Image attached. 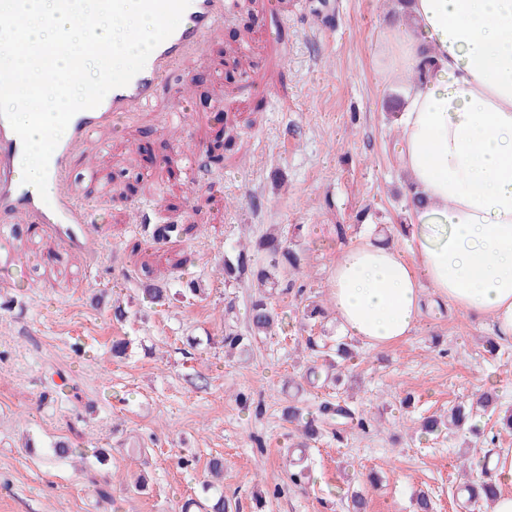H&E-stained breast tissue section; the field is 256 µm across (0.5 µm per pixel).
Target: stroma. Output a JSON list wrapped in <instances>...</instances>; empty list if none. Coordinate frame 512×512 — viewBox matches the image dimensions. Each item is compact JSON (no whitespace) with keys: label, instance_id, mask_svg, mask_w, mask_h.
Segmentation results:
<instances>
[{"label":"stroma","instance_id":"1","mask_svg":"<svg viewBox=\"0 0 512 512\" xmlns=\"http://www.w3.org/2000/svg\"><path fill=\"white\" fill-rule=\"evenodd\" d=\"M396 17L392 0H280L273 14L266 0H239L222 39L162 91L170 99L193 82L183 124L165 125L156 112L118 123L102 184L80 183L104 236L99 265L86 268L26 230L13 237L14 259L0 264V512H198L216 457L239 512H347L350 487L365 494L368 512H414L422 491L433 493L437 512H478L460 492L456 459L471 445L512 449V434L485 416L472 432L428 438L417 426L491 387L512 409V339L442 303L393 345L354 341L339 395L373 426L341 442L324 431L307 447L309 483L288 480V450L301 437L281 411L315 410L328 394L302 382L311 359L298 307L328 304L345 244L367 233L402 244L395 230L407 221V177L394 114L403 97L377 49ZM219 138L221 160L192 184L179 151L204 156ZM135 205L152 223L185 224L189 234L146 241L130 221ZM274 224L301 229L304 264L293 280L303 295L274 298L282 334L225 358L224 328L245 329L253 291L225 286L224 255ZM177 252L191 261L173 269L167 260ZM152 278L174 290L197 279L210 293L151 305L140 290ZM116 299L128 305L122 323L112 319ZM123 336L132 348L119 360L112 340ZM239 392L261 400L262 412L237 406ZM61 441L105 449L109 461L57 457ZM135 443L143 452L129 455ZM182 457L194 468H181ZM140 475L146 490H126Z\"/></svg>","mask_w":512,"mask_h":512}]
</instances>
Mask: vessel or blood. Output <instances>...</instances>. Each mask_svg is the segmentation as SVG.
Instances as JSON below:
<instances>
[{
  "label": "vessel or blood",
  "instance_id": "obj_1",
  "mask_svg": "<svg viewBox=\"0 0 512 512\" xmlns=\"http://www.w3.org/2000/svg\"><path fill=\"white\" fill-rule=\"evenodd\" d=\"M230 5L231 0H191L184 23L152 51L145 67L126 86L111 90L96 108L73 116L50 159L47 196L22 188L15 162L23 145L0 118V223L26 224L36 233L85 250L96 230L95 215L78 193L74 169L83 167L88 180L97 178L92 156L109 146L117 121L129 122L160 107L159 91L169 74L201 56L222 35Z\"/></svg>",
  "mask_w": 512,
  "mask_h": 512
}]
</instances>
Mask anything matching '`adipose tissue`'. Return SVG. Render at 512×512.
Segmentation results:
<instances>
[{
	"label": "adipose tissue",
	"instance_id": "adipose-tissue-1",
	"mask_svg": "<svg viewBox=\"0 0 512 512\" xmlns=\"http://www.w3.org/2000/svg\"><path fill=\"white\" fill-rule=\"evenodd\" d=\"M380 44L402 79L398 162L416 201L403 247L364 235L341 250L337 327L389 346L420 327L432 295L510 339L512 0H409Z\"/></svg>",
	"mask_w": 512,
	"mask_h": 512
}]
</instances>
